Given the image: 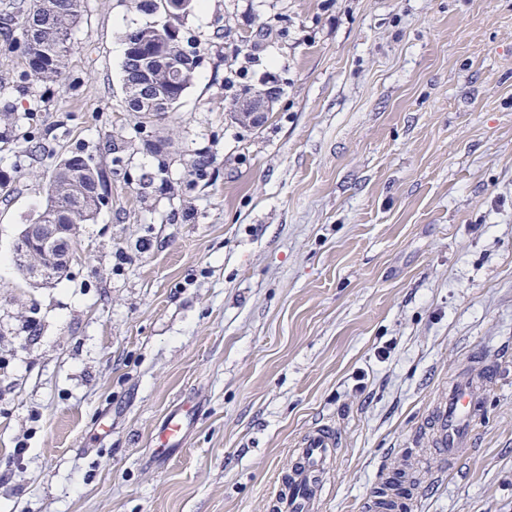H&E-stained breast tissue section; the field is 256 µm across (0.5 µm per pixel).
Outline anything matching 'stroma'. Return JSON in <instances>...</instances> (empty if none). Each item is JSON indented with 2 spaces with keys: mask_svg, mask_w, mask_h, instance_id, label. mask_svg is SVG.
<instances>
[{
  "mask_svg": "<svg viewBox=\"0 0 512 512\" xmlns=\"http://www.w3.org/2000/svg\"><path fill=\"white\" fill-rule=\"evenodd\" d=\"M163 20L82 0L48 84L0 36V512H270L320 422V512H363L475 352L500 365L477 446L407 495L512 512V0H199L178 26L201 64L146 125L124 35ZM268 78L265 124L236 122ZM75 154L108 201L36 283L13 244ZM187 428L188 425L182 417L181 408L169 413L163 422L156 452L165 454L170 448H174L184 436Z\"/></svg>",
  "mask_w": 512,
  "mask_h": 512,
  "instance_id": "35a3bbf8",
  "label": "stroma"
}]
</instances>
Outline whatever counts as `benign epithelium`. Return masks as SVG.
<instances>
[{
  "label": "benign epithelium",
  "mask_w": 512,
  "mask_h": 512,
  "mask_svg": "<svg viewBox=\"0 0 512 512\" xmlns=\"http://www.w3.org/2000/svg\"><path fill=\"white\" fill-rule=\"evenodd\" d=\"M190 0H162L168 18H183ZM278 91L274 82L267 80L259 88L250 91L240 101L235 117L258 127L264 121L270 105ZM73 227L63 224L56 216L39 215L31 224H26L19 233L14 259L18 266L33 268L45 280L54 278L59 269L67 267L71 259L70 239Z\"/></svg>",
  "instance_id": "7a95c632"
}]
</instances>
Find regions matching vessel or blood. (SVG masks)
<instances>
[{
	"mask_svg": "<svg viewBox=\"0 0 512 512\" xmlns=\"http://www.w3.org/2000/svg\"><path fill=\"white\" fill-rule=\"evenodd\" d=\"M497 378L494 365L474 357L449 382L447 394L430 410L427 424L432 431V454L442 464L455 467L469 454L485 397ZM186 430L181 412L169 413L162 425L157 453L175 447ZM339 446V435L332 425L320 423L303 434L287 471L278 479L271 499L273 512H318L323 476L334 467Z\"/></svg>",
	"mask_w": 512,
	"mask_h": 512,
	"instance_id": "1",
	"label": "vessel or blood"
}]
</instances>
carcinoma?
<instances>
[{"label": "carcinoma", "instance_id": "obj_1", "mask_svg": "<svg viewBox=\"0 0 512 512\" xmlns=\"http://www.w3.org/2000/svg\"><path fill=\"white\" fill-rule=\"evenodd\" d=\"M80 16L81 0H11L9 8L0 14V30L6 35L16 27L22 30L27 77L51 83L63 73ZM125 43V86L143 84L152 96V103L141 106L130 102L128 108L154 116L172 111L193 80L197 52L187 49L176 28L167 21L129 31ZM159 55L180 65L178 78L156 65L155 57ZM107 197L104 172L83 156L72 155L54 170L46 211L58 213L66 224H87L95 219Z\"/></svg>", "mask_w": 512, "mask_h": 512}]
</instances>
